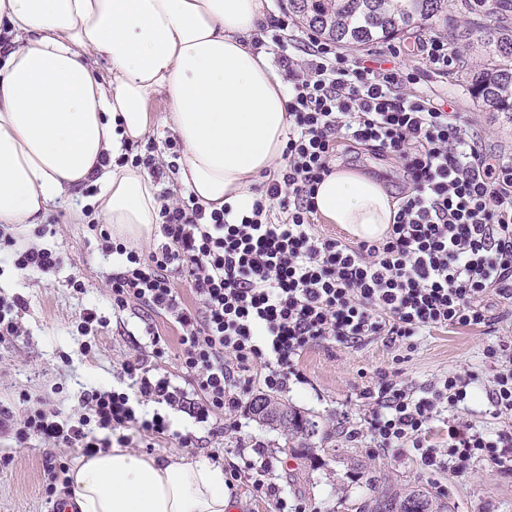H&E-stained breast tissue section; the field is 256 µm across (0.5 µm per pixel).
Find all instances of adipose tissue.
Listing matches in <instances>:
<instances>
[{"instance_id": "adipose-tissue-1", "label": "adipose tissue", "mask_w": 512, "mask_h": 512, "mask_svg": "<svg viewBox=\"0 0 512 512\" xmlns=\"http://www.w3.org/2000/svg\"><path fill=\"white\" fill-rule=\"evenodd\" d=\"M267 0H0L12 45L0 58V225L40 223L87 179L113 236L149 239L158 188L143 169L103 164L147 131L148 98L169 93L167 125L183 156L177 179L206 210L249 211L253 187L285 148L288 95L252 41ZM108 60L103 80L91 59ZM315 201L353 237H385L395 201L384 186L333 169ZM81 512H232L224 466L158 461L115 448L79 462Z\"/></svg>"}]
</instances>
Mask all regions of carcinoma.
<instances>
[{
    "label": "carcinoma",
    "instance_id": "carcinoma-1",
    "mask_svg": "<svg viewBox=\"0 0 512 512\" xmlns=\"http://www.w3.org/2000/svg\"><path fill=\"white\" fill-rule=\"evenodd\" d=\"M288 9L320 35L343 48H358L390 39L419 21L448 19V0H288ZM502 21L491 28L475 16L472 30L496 61L492 67L465 72L474 99L491 112L512 119V25L508 13L512 0H499ZM276 420L261 414L258 419L291 436L307 440L317 434V422L294 410ZM373 512H440L423 492L397 497L384 491L375 495Z\"/></svg>",
    "mask_w": 512,
    "mask_h": 512
}]
</instances>
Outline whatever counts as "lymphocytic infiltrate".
<instances>
[{
    "mask_svg": "<svg viewBox=\"0 0 512 512\" xmlns=\"http://www.w3.org/2000/svg\"><path fill=\"white\" fill-rule=\"evenodd\" d=\"M254 49L275 52L288 88V132L282 158L257 191L249 212L205 210L194 195H159V238L146 253L100 230L102 250L122 256L109 280L112 310L163 314L177 325V358L196 396L186 403L155 361L167 342L153 334L150 350L134 348L121 362L125 384L83 395L84 411L27 410L0 417V432L17 445L39 440L91 457L126 444L118 429L134 428L181 447L191 434L172 432L168 419L145 414L155 402L186 410L199 423L235 429L233 419L254 386L281 392L303 380L299 359L308 347L339 342L357 347L376 337L396 343L436 328L477 327L495 332L512 318V155L483 157L477 131L461 121L454 101L422 87L396 65L400 51L350 59L314 34H298L288 16L276 17ZM358 145L398 161L407 184L385 238L352 246L317 232L315 193L341 148ZM160 167L152 139L125 146L120 164ZM182 279L195 298L187 306ZM495 294L507 307L494 314ZM495 371L487 389L494 417H512V349L488 347ZM472 374L451 371L436 392L409 389L381 377L361 398L368 411L362 432L376 447L419 451L425 466L437 452L425 446L431 424L454 412L468 395ZM448 453L467 462H512V433L488 436L448 424Z\"/></svg>",
    "mask_w": 512,
    "mask_h": 512,
    "instance_id": "obj_1",
    "label": "lymphocytic infiltrate"
}]
</instances>
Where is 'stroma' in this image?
<instances>
[{"mask_svg": "<svg viewBox=\"0 0 512 512\" xmlns=\"http://www.w3.org/2000/svg\"><path fill=\"white\" fill-rule=\"evenodd\" d=\"M449 24L427 22L414 27L392 43L371 45V52L400 49L401 65L420 71L423 84L455 100L465 123L482 137L486 155L512 154V121L503 114L478 106L464 78L469 67L486 64L487 56L475 37L469 36L471 15L464 0H453ZM453 33L461 56L460 71L440 80L427 72L414 51L419 38L430 32ZM96 197L84 187L51 203L45 223L51 233L39 234L37 226L14 232L17 249L49 248L59 252L62 265L48 274L25 273L15 269L10 250L0 251V297H21L19 337L0 343V409L21 416L28 408H61L81 414L83 391L118 384L120 362L134 346H148L147 327H154L168 340V350L159 365L168 371L173 385L184 387L178 371L175 326L164 316L127 311L113 316L109 277L120 261L102 252L100 238L90 231L86 209H98ZM82 282L84 293H74L70 281ZM96 308L109 324L102 329L92 353L83 350V337L76 321L82 309ZM512 342V321H503L493 334L472 327L437 329L411 343L392 345L378 337L365 345L347 348L320 343L309 348L300 360L306 380L289 382L279 393L280 402L318 424V433L308 447L297 439L260 423L249 408L238 411L239 428L216 432L210 425L195 422L188 414L158 405L167 415L173 431L191 433L192 447H180L175 439L156 438L128 430V448L138 454L167 458L205 457L225 464L246 467L268 461L269 480L290 503L301 504L306 512H371L372 484L404 496L421 490L445 506L447 512H512V473L484 461L467 464L464 474L454 466L428 471L420 466L412 449L384 451L369 438L348 440L346 427L362 424L365 410L361 392L374 386L381 374L403 381L416 390H433L441 375L465 370L476 380L464 404L456 411L458 421L471 423L488 434L512 428V421L495 419L485 387L493 363L488 346ZM260 441L264 455H257L252 441ZM53 447L33 443L16 447L12 437L0 436V457L11 456L10 465L0 466V512H47L43 493V470Z\"/></svg>", "mask_w": 512, "mask_h": 512, "instance_id": "obj_1", "label": "stroma"}]
</instances>
